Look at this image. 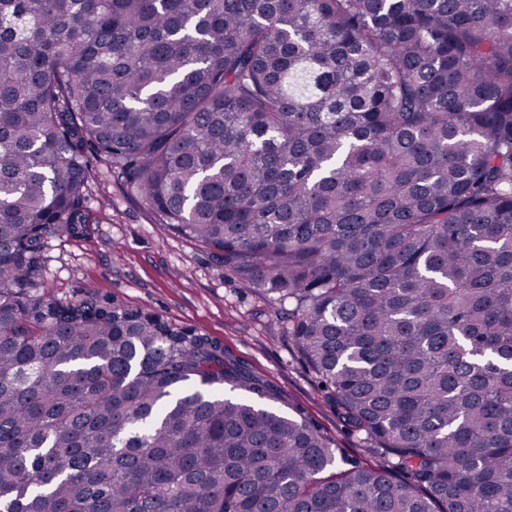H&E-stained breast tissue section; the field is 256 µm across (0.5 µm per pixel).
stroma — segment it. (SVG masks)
Masks as SVG:
<instances>
[{"instance_id": "35a3bbf8", "label": "stroma", "mask_w": 512, "mask_h": 512, "mask_svg": "<svg viewBox=\"0 0 512 512\" xmlns=\"http://www.w3.org/2000/svg\"><path fill=\"white\" fill-rule=\"evenodd\" d=\"M44 264V286L55 298L141 309L222 344L312 419L342 458L376 462L300 357L285 309L225 269L203 244L161 224L103 159L92 162L86 223L52 236Z\"/></svg>"}]
</instances>
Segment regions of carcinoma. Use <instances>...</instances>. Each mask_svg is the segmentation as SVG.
<instances>
[{
	"mask_svg": "<svg viewBox=\"0 0 512 512\" xmlns=\"http://www.w3.org/2000/svg\"><path fill=\"white\" fill-rule=\"evenodd\" d=\"M93 151L288 304L376 464L43 291ZM0 512H512V0H0Z\"/></svg>",
	"mask_w": 512,
	"mask_h": 512,
	"instance_id": "1",
	"label": "carcinoma"
}]
</instances>
